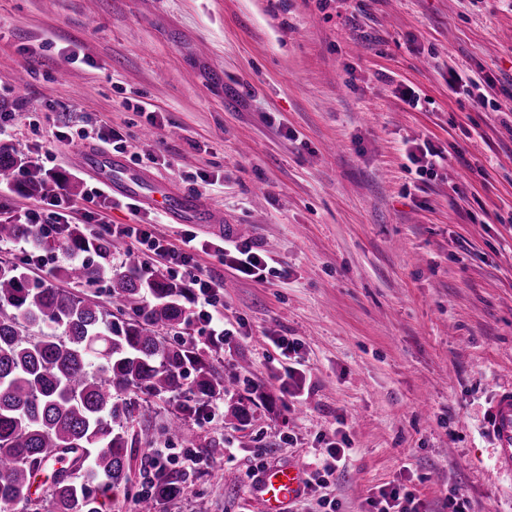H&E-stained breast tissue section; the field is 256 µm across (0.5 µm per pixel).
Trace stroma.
Returning a JSON list of instances; mask_svg holds the SVG:
<instances>
[{
    "label": "stroma",
    "mask_w": 512,
    "mask_h": 512,
    "mask_svg": "<svg viewBox=\"0 0 512 512\" xmlns=\"http://www.w3.org/2000/svg\"><path fill=\"white\" fill-rule=\"evenodd\" d=\"M494 80L500 111L448 91L449 70ZM512 0H0V142L63 174L68 220L84 221L78 139L124 135L155 184L195 196L223 228L185 227L99 207L101 222L157 221L202 248L200 271L224 283L233 332L215 349L191 320L183 338L237 386L163 428L181 407L159 401L127 424V479L102 512H133L151 457L202 447L187 481L209 512H257L255 458L312 471L348 435L344 470L294 503L367 512L401 484L427 512H512V480L494 468L480 427L495 384H512ZM422 90L421 109L401 99ZM155 126H148V118ZM448 157L419 175L412 142ZM248 240L288 271L244 278L209 246ZM302 343L303 398L284 393L271 339ZM243 404L242 423L225 421Z\"/></svg>",
    "instance_id": "obj_1"
}]
</instances>
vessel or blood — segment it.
Returning <instances> with one entry per match:
<instances>
[{
  "mask_svg": "<svg viewBox=\"0 0 512 512\" xmlns=\"http://www.w3.org/2000/svg\"><path fill=\"white\" fill-rule=\"evenodd\" d=\"M83 167L93 172L108 190L123 196L150 201L174 223L217 224L220 215L203 207L193 197L164 189L155 194L146 191L138 173L117 155L100 151H84ZM483 431L490 437L494 449L496 471L512 479V386L497 387L482 422ZM305 475L294 465H280L265 469L251 488L252 497L261 512H287L304 489Z\"/></svg>",
  "mask_w": 512,
  "mask_h": 512,
  "instance_id": "obj_1",
  "label": "vessel or blood"
}]
</instances>
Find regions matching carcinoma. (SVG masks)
I'll list each match as a JSON object with an SVG mask.
<instances>
[{
    "label": "carcinoma",
    "instance_id": "carcinoma-1",
    "mask_svg": "<svg viewBox=\"0 0 512 512\" xmlns=\"http://www.w3.org/2000/svg\"><path fill=\"white\" fill-rule=\"evenodd\" d=\"M1 182L45 195L63 178L0 144ZM35 236L30 224L0 221V243ZM41 246L68 257L51 278L76 287L106 284L113 310L30 277L20 263L0 261V512L32 508L29 478L58 448L73 457L70 468L53 477L55 512H101V496L127 478L133 411L149 414L152 398L184 399L167 425L169 434L180 435L185 416L205 408L198 397L227 393L236 377L219 382L192 341H164L163 332L190 323L185 283L154 273L130 249L113 266L119 245L92 240L79 226Z\"/></svg>",
    "mask_w": 512,
    "mask_h": 512
}]
</instances>
